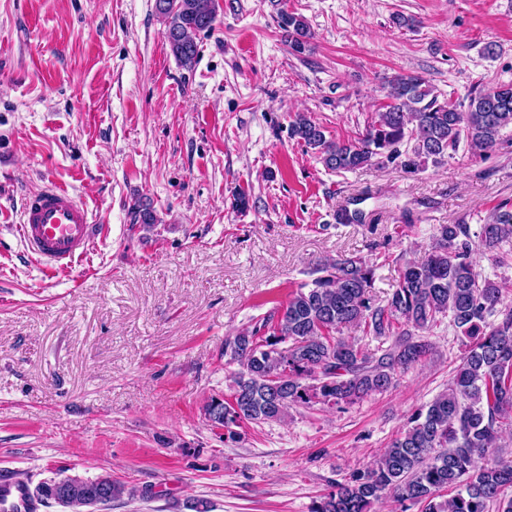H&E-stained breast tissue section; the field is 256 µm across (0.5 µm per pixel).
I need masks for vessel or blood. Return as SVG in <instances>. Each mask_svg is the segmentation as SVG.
I'll list each match as a JSON object with an SVG mask.
<instances>
[{
    "instance_id": "vessel-or-blood-1",
    "label": "vessel or blood",
    "mask_w": 512,
    "mask_h": 512,
    "mask_svg": "<svg viewBox=\"0 0 512 512\" xmlns=\"http://www.w3.org/2000/svg\"><path fill=\"white\" fill-rule=\"evenodd\" d=\"M16 230L29 257L51 277L83 259L101 227L68 188L48 185L28 196Z\"/></svg>"
}]
</instances>
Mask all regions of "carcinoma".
Segmentation results:
<instances>
[{
  "instance_id": "obj_1",
  "label": "carcinoma",
  "mask_w": 512,
  "mask_h": 512,
  "mask_svg": "<svg viewBox=\"0 0 512 512\" xmlns=\"http://www.w3.org/2000/svg\"><path fill=\"white\" fill-rule=\"evenodd\" d=\"M278 27L291 49L303 53L312 33L305 19L270 0ZM165 38L178 64L190 69L199 55L197 36L213 28L219 0H155ZM388 103L371 115L359 137L334 141L313 117L300 113L288 125L289 138L317 151L337 173L384 159L416 172L429 159L457 151L466 141L474 156L493 147L500 131L512 126V84L479 91L463 111L439 101L421 76L396 75L388 81ZM413 146L401 150L406 142ZM131 223L158 222L150 204L137 199ZM434 247L419 261L397 265L392 293L384 305L370 296L374 264L357 257L320 263L285 306L276 308L234 336L224 337V359L236 364L232 393L204 407L224 440L236 442L246 424L277 422L291 405L336 407L387 390L399 368L418 363L431 349L425 333L448 316L469 340L453 370L448 389L414 412L406 429L375 465L333 486L313 512H368L389 495L422 506L421 512H512V460L495 457L479 466L476 458L506 446L512 433V309L499 323L491 316L500 304L498 288L480 277L465 224H441ZM483 245L494 249L512 239V208L496 209L482 227ZM354 325L376 339L392 340L371 352L340 336ZM454 494L439 500L447 489ZM106 491L118 499L126 486L99 476L80 486L57 477L27 492L31 505L57 504L65 512H87L88 499Z\"/></svg>"
}]
</instances>
